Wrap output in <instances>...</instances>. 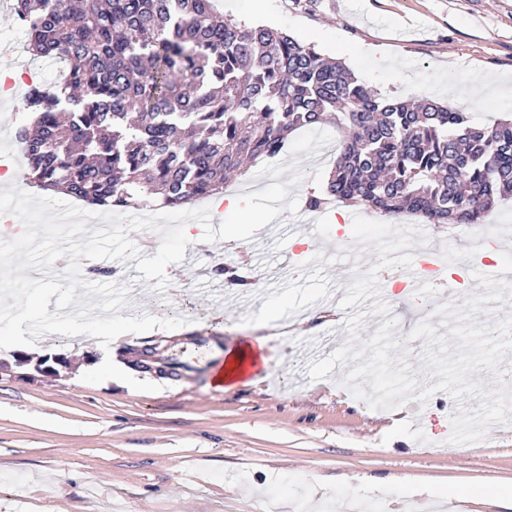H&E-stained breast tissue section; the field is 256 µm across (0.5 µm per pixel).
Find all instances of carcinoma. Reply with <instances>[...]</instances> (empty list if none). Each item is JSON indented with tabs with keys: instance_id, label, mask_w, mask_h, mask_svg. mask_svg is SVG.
<instances>
[{
	"instance_id": "1",
	"label": "carcinoma",
	"mask_w": 512,
	"mask_h": 512,
	"mask_svg": "<svg viewBox=\"0 0 512 512\" xmlns=\"http://www.w3.org/2000/svg\"><path fill=\"white\" fill-rule=\"evenodd\" d=\"M27 50L67 63L34 90L28 178L122 211L163 193L181 208L224 192L246 159L332 126L338 156L307 208L333 202L427 224H486L512 198V115L491 126L434 99L385 97L315 44L215 12L212 0H16ZM237 288L247 268H224Z\"/></svg>"
}]
</instances>
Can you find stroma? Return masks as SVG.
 Returning <instances> with one entry per match:
<instances>
[{
    "instance_id": "35a3bbf8",
    "label": "stroma",
    "mask_w": 512,
    "mask_h": 512,
    "mask_svg": "<svg viewBox=\"0 0 512 512\" xmlns=\"http://www.w3.org/2000/svg\"><path fill=\"white\" fill-rule=\"evenodd\" d=\"M224 16L265 24L315 42L366 85L398 98H442L489 125L512 113L488 75H512V0H213ZM379 46L386 58L371 52ZM332 127L295 131L280 155L253 162L239 188L287 182L300 159L303 179L290 190L304 198L320 189L333 165L324 154ZM345 222H338V212ZM283 212L251 240L187 246L184 262L169 265L164 292L143 289L140 272L119 260L112 281L128 285L143 313L183 317L102 346L89 336L46 334L42 355L18 364L19 348L0 349V512H336L337 501L362 496L361 483L389 481L383 512L398 503L442 504L443 512H512V420L487 426L483 439L450 443L460 407L436 390L371 408L345 385L354 361L327 379L307 374L312 361L344 347L368 345L395 319L403 333L421 323L397 298L382 304L390 269L385 248L403 258L426 238H444L450 251L477 239L454 224H410L363 207L332 204L304 226L309 249ZM246 255L264 279L251 293H233L201 265ZM456 300L447 289L425 290L433 312L432 339L392 350L418 387L435 386L428 366L431 340L456 351L451 328L472 323L495 329L512 315V288L488 281ZM278 307L267 343V371L216 388L212 374L227 349L261 337L269 307ZM181 352L172 373L156 372L142 352Z\"/></svg>"
}]
</instances>
